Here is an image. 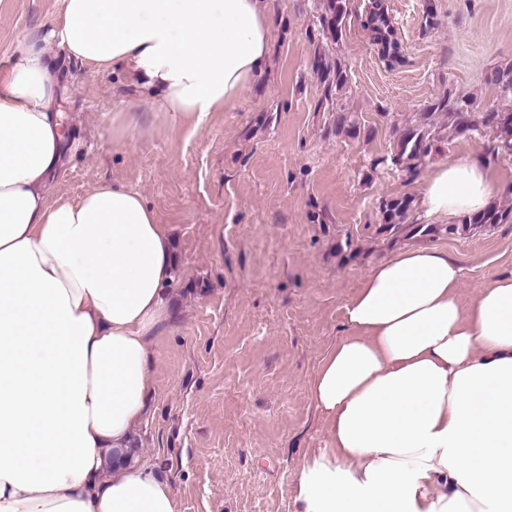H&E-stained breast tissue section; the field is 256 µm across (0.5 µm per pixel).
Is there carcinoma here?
<instances>
[{
    "label": "carcinoma",
    "instance_id": "1",
    "mask_svg": "<svg viewBox=\"0 0 512 512\" xmlns=\"http://www.w3.org/2000/svg\"><path fill=\"white\" fill-rule=\"evenodd\" d=\"M346 13V0H326L325 14L321 24L333 42H338L342 33V21ZM366 29L372 42L381 47V54L390 61H399L393 29L384 11L382 3L372 4ZM313 71L325 84L324 100L329 101L333 92L341 91L348 82L347 73L341 63L331 64L326 55L317 54ZM487 84L494 87L506 99L512 101V65L506 69H493L487 76ZM471 101L466 98L451 99L446 97L431 105L421 113V118L414 124L403 128L402 134L394 146L392 163L400 165L406 175L413 177L429 159L436 143L444 136L457 137L466 132L488 129L493 132L494 155L512 159V106L502 110H491L477 116L470 111ZM336 134L357 136L361 128L350 112H336ZM382 222L379 231L397 236L405 231L412 234L432 235L439 233L435 224H421L414 220V200L409 196L384 199L380 205ZM512 222V207L501 208L489 206L480 214L464 217L456 224L445 227L450 234L469 232L486 224H506Z\"/></svg>",
    "mask_w": 512,
    "mask_h": 512
}]
</instances>
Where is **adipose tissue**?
<instances>
[{
  "label": "adipose tissue",
  "instance_id": "ef3b65f1",
  "mask_svg": "<svg viewBox=\"0 0 512 512\" xmlns=\"http://www.w3.org/2000/svg\"><path fill=\"white\" fill-rule=\"evenodd\" d=\"M273 26L267 0H64L0 73V512H177L153 465L112 462L146 417L171 239L119 183L51 200L70 143L47 43L195 126L262 76ZM500 190L470 155L427 171L420 206L445 221ZM461 278L432 246L366 275L312 384L329 431L305 512H512V277L466 306Z\"/></svg>",
  "mask_w": 512,
  "mask_h": 512
}]
</instances>
